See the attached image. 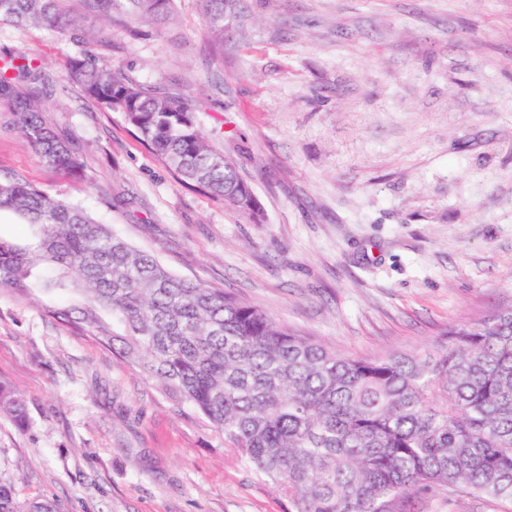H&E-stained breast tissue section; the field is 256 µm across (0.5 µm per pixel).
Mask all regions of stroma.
Here are the masks:
<instances>
[{"label": "stroma", "mask_w": 512, "mask_h": 512, "mask_svg": "<svg viewBox=\"0 0 512 512\" xmlns=\"http://www.w3.org/2000/svg\"><path fill=\"white\" fill-rule=\"evenodd\" d=\"M64 7L72 32L0 26L35 58L47 124L88 182L43 165L0 108V175L80 202L171 273L341 353L432 352L512 305V0H236L222 41L203 0L165 20ZM181 98L251 184L265 221L182 184L123 113L68 82L81 49ZM0 296V479L56 512H288L223 434L89 335ZM415 512H512L434 490ZM0 409L6 410L20 427L27 423L24 397L13 389L0 385Z\"/></svg>", "instance_id": "stroma-1"}]
</instances>
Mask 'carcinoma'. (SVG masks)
Masks as SVG:
<instances>
[{"label":"carcinoma","mask_w":512,"mask_h":512,"mask_svg":"<svg viewBox=\"0 0 512 512\" xmlns=\"http://www.w3.org/2000/svg\"><path fill=\"white\" fill-rule=\"evenodd\" d=\"M173 0H85L137 18ZM62 0H0V25L65 31ZM231 0H208L207 27L224 28ZM67 77L102 109L124 114L186 185L224 200L255 223L263 210L224 192L244 183L214 151L182 100L101 65L82 50ZM41 75L26 57L0 59V107L13 112L39 160L88 180L80 153L42 117ZM34 229L24 246L0 239V294L45 307L86 331L179 403L193 407L290 512H407L429 491L512 503V307L452 326L434 353L355 357L301 336L258 307L201 280L170 273L83 206L18 178H0V212ZM0 409L27 423L24 397L0 385ZM0 512H20L0 480Z\"/></svg>","instance_id":"cac0c4a2"}]
</instances>
